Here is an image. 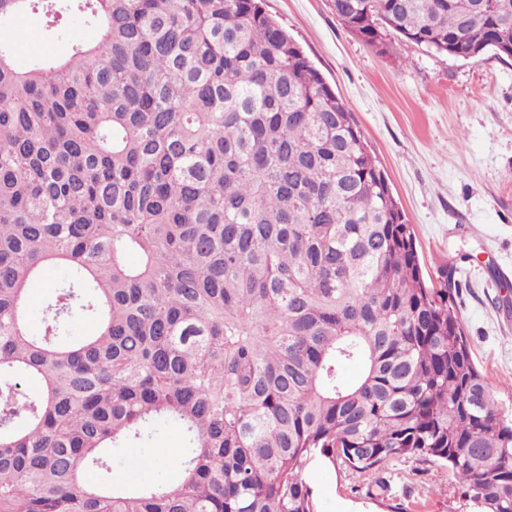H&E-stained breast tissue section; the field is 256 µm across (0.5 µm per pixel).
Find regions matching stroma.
Listing matches in <instances>:
<instances>
[{"label":"stroma","mask_w":512,"mask_h":512,"mask_svg":"<svg viewBox=\"0 0 512 512\" xmlns=\"http://www.w3.org/2000/svg\"><path fill=\"white\" fill-rule=\"evenodd\" d=\"M266 8L352 112L414 228L425 274L456 283L473 359L512 418V58L457 60L396 36L381 54L343 27L332 0H266ZM63 25L64 37L45 39L42 17L24 13L0 25V42L23 68L95 36L79 15ZM183 446L168 427L113 449V483L177 482L157 451ZM385 475L390 491L379 497L367 492L373 474L317 466L309 482L318 512H470L439 463L407 457Z\"/></svg>","instance_id":"stroma-1"}]
</instances>
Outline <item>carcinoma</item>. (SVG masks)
Returning a JSON list of instances; mask_svg holds the SVG:
<instances>
[{"instance_id": "1", "label": "carcinoma", "mask_w": 512, "mask_h": 512, "mask_svg": "<svg viewBox=\"0 0 512 512\" xmlns=\"http://www.w3.org/2000/svg\"><path fill=\"white\" fill-rule=\"evenodd\" d=\"M333 11L381 52L512 58V0ZM25 12L95 37L25 68L0 44V512H317L312 466L409 456L512 512V423L452 285L264 0H0ZM76 316L96 332L67 337ZM162 425L179 481L113 486L110 450ZM67 277H68V270L66 268L55 267V268L49 269L42 279H38L31 284V287L39 284L40 287L45 292V294L43 295V300H41L40 305H39L40 295H39L38 290L32 289L29 294L28 305L30 307H35V306L39 305L36 308L28 309L29 322H30V326L32 329L37 330L41 326L42 311L45 308V306L48 304L50 297H51L52 288H50V285L53 282H61V281L65 280Z\"/></svg>"}]
</instances>
